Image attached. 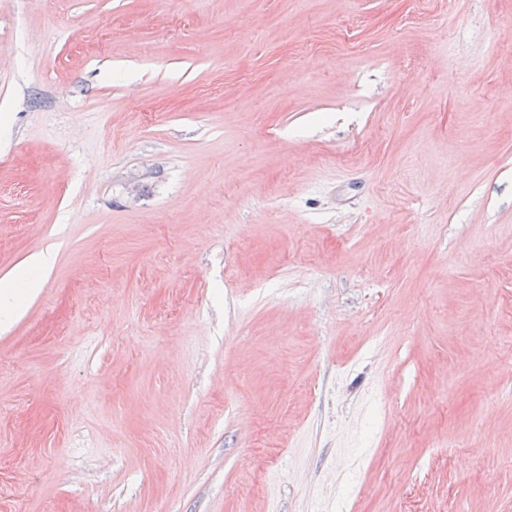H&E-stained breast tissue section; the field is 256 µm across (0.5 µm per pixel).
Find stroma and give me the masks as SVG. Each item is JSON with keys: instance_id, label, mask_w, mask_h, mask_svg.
I'll use <instances>...</instances> for the list:
<instances>
[{"instance_id": "obj_1", "label": "stroma", "mask_w": 512, "mask_h": 512, "mask_svg": "<svg viewBox=\"0 0 512 512\" xmlns=\"http://www.w3.org/2000/svg\"><path fill=\"white\" fill-rule=\"evenodd\" d=\"M0 512H512V0H0Z\"/></svg>"}]
</instances>
